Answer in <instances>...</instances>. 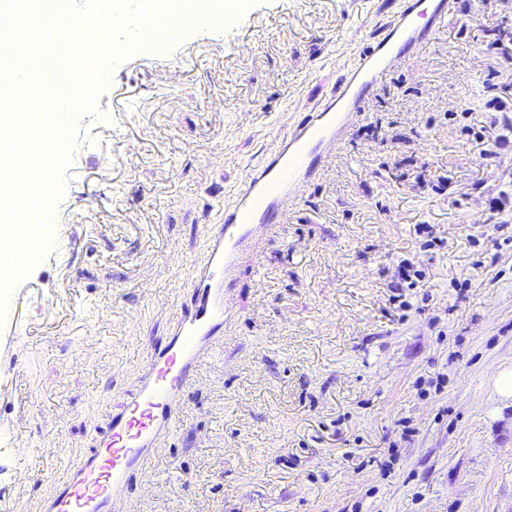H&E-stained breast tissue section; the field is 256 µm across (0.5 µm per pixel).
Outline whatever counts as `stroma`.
<instances>
[{
    "label": "stroma",
    "mask_w": 512,
    "mask_h": 512,
    "mask_svg": "<svg viewBox=\"0 0 512 512\" xmlns=\"http://www.w3.org/2000/svg\"><path fill=\"white\" fill-rule=\"evenodd\" d=\"M401 7L249 0L115 61L0 321V512H44L188 314L221 208ZM228 295L181 422L115 512H512L495 391L512 367V0H455Z\"/></svg>",
    "instance_id": "stroma-1"
}]
</instances>
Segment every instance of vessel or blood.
<instances>
[{
	"mask_svg": "<svg viewBox=\"0 0 512 512\" xmlns=\"http://www.w3.org/2000/svg\"><path fill=\"white\" fill-rule=\"evenodd\" d=\"M451 15L450 0H403L397 23L376 46L360 51L336 98L287 132L279 152L238 189L207 254L186 282L195 303L168 344L148 356L137 391L113 412L98 447L63 476L44 512H112L130 474L152 457L162 435L174 430L179 398L204 351L224 332L227 291L240 257L263 233L287 222L302 193L370 97L405 53L421 50Z\"/></svg>",
	"mask_w": 512,
	"mask_h": 512,
	"instance_id": "vessel-or-blood-1",
	"label": "vessel or blood"
}]
</instances>
